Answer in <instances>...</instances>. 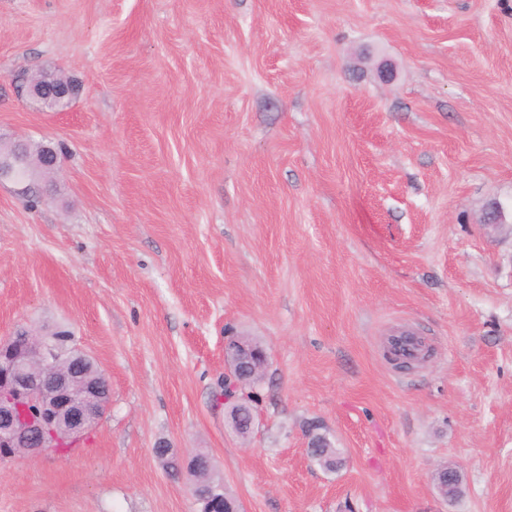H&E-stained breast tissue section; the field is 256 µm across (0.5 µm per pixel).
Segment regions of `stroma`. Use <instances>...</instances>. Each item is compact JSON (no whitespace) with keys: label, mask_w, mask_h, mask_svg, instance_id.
Returning <instances> with one entry per match:
<instances>
[{"label":"stroma","mask_w":512,"mask_h":512,"mask_svg":"<svg viewBox=\"0 0 512 512\" xmlns=\"http://www.w3.org/2000/svg\"><path fill=\"white\" fill-rule=\"evenodd\" d=\"M0 135L61 165L36 203L0 184V336L67 328L112 391L80 447L0 462V512H199L160 441L243 512H512V227L483 222L512 207V0H0ZM233 336L268 354L244 437ZM28 92L30 96L41 103L44 102L51 106H62L63 111L71 99L78 93L77 87L69 81H44V82H31L28 85ZM323 427L317 422L308 424V435L313 434L317 441V447L312 454L317 457L318 465L329 472L339 471L343 466V458L338 448L334 447L333 442L327 433L321 432Z\"/></svg>","instance_id":"35a3bbf8"}]
</instances>
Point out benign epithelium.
Here are the masks:
<instances>
[{"instance_id":"obj_1","label":"benign epithelium","mask_w":512,"mask_h":512,"mask_svg":"<svg viewBox=\"0 0 512 512\" xmlns=\"http://www.w3.org/2000/svg\"><path fill=\"white\" fill-rule=\"evenodd\" d=\"M28 92L39 102L65 108L78 89L69 81L51 80L30 83ZM27 163L24 153L1 152L0 181L14 180L15 170ZM39 167L58 171L53 147L42 146ZM93 366L61 330L19 329L0 338V460L69 448L99 424L111 404V392L87 377ZM250 374V367L231 363L224 380L239 388Z\"/></svg>"}]
</instances>
